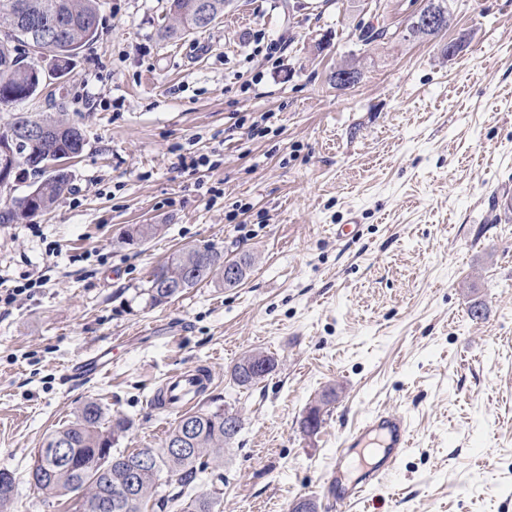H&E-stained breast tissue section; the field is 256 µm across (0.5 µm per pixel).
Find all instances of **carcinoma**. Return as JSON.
<instances>
[{"mask_svg":"<svg viewBox=\"0 0 512 512\" xmlns=\"http://www.w3.org/2000/svg\"><path fill=\"white\" fill-rule=\"evenodd\" d=\"M35 2L41 20L49 26L63 20L66 23L67 49L55 55V72L65 76L71 63L84 47L92 44L98 30L90 29L89 22L98 18V0H0V56L8 46L16 55L7 65L0 60V106H9L34 96V84L25 68L28 54L26 26L22 22H8L20 7ZM168 23L162 37L176 38L188 30L199 27L194 10L195 0H168ZM388 31L373 25L359 28L358 41L371 44L387 36ZM37 120L51 129L48 148L55 161H64L84 148V138L78 127L64 119L19 113L0 128V147L7 146L23 160L26 155L42 150L27 141H9V132ZM38 178L40 191L29 201L20 197L11 207L0 213V224L17 222L50 209L68 189L69 172L58 169L44 175L38 171H24ZM161 230L158 224H137L125 236L141 242ZM221 254L214 246L184 249L168 261L157 266L150 274L142 294L152 305L162 304L188 288L215 275L220 267ZM277 367L276 360L261 352L246 355L232 370L233 381L249 388ZM229 411L215 409L188 411L181 414L169 430L164 444L180 439L190 424L193 434L187 447L188 454H168L165 448H138L131 452L112 451V447L132 428L126 417L108 415L94 400L86 401L75 420L53 432L46 446L38 449L29 469V481L38 490L58 496L75 495L73 512H144L151 507L156 512H219L220 489L194 494L193 486L209 465L224 466V449L229 447L242 420L234 414L237 427L224 429L225 415ZM63 448L68 460L54 459L52 449ZM138 471L132 496L123 494L130 472ZM15 499V477L12 471L0 468V512H12Z\"/></svg>","mask_w":512,"mask_h":512,"instance_id":"carcinoma-1","label":"carcinoma"}]
</instances>
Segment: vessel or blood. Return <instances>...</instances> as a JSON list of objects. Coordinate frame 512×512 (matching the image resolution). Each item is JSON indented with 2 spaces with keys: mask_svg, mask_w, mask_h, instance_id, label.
I'll return each mask as SVG.
<instances>
[{
  "mask_svg": "<svg viewBox=\"0 0 512 512\" xmlns=\"http://www.w3.org/2000/svg\"><path fill=\"white\" fill-rule=\"evenodd\" d=\"M110 362L109 353L97 350L90 358L71 366L72 376L82 379L99 375ZM212 381L210 369L193 368L173 374L161 392L154 394L155 408L171 412L186 410L188 393L205 392ZM411 429L407 418L399 413L380 411L370 415L336 445L324 479L327 500L335 512H347L349 506L362 500L382 478L396 466L410 446ZM382 450L375 463L364 460L367 448Z\"/></svg>",
  "mask_w": 512,
  "mask_h": 512,
  "instance_id": "1",
  "label": "vessel or blood"
}]
</instances>
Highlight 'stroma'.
<instances>
[{"label": "stroma", "instance_id": "35a3bbf8", "mask_svg": "<svg viewBox=\"0 0 512 512\" xmlns=\"http://www.w3.org/2000/svg\"><path fill=\"white\" fill-rule=\"evenodd\" d=\"M425 3L228 0L208 30L166 39L167 0H99L96 41L55 86L85 138L69 189L0 224V279L41 281L0 303L15 512H70L28 470L86 400L132 420L119 449L158 448L177 415L149 399L199 365L214 378L197 408L244 419L221 512L301 499L328 512L336 442L379 410L409 419L411 446L352 512H512V220L495 206L512 191V0H453L442 37L405 38ZM366 24L388 38L362 45ZM345 64L361 75L339 90ZM257 120L264 135L249 132ZM352 218L357 236L338 238ZM135 224L163 231L123 243ZM204 244L255 265L237 287L204 282L150 306V272ZM102 346L116 351L109 373L72 377ZM253 351L278 365L244 389L231 370Z\"/></svg>", "mask_w": 512, "mask_h": 512}]
</instances>
